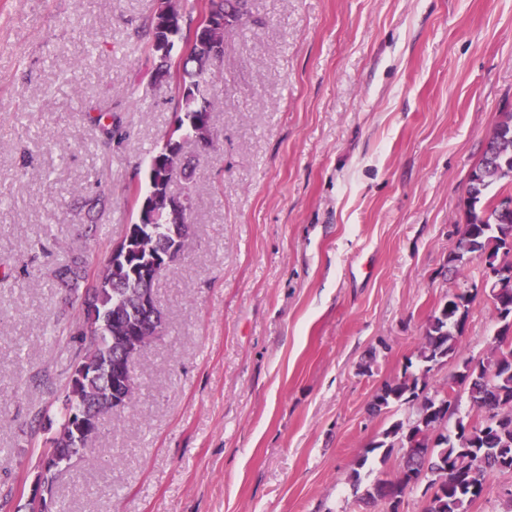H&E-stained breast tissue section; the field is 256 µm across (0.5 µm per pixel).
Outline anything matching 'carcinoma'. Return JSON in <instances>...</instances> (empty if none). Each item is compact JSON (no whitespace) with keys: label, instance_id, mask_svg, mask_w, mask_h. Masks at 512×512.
Segmentation results:
<instances>
[{"label":"carcinoma","instance_id":"cac0c4a2","mask_svg":"<svg viewBox=\"0 0 512 512\" xmlns=\"http://www.w3.org/2000/svg\"><path fill=\"white\" fill-rule=\"evenodd\" d=\"M168 10L177 15L176 27L165 33L158 19ZM192 19L186 15L184 0H159V5L145 23L142 49L157 59V70L170 72L171 53L177 43L184 52L175 68L177 88L176 119L163 144L148 160V190H133L134 221L119 250L130 251L127 265L118 271L107 259L102 274L89 278L84 266H63L55 271L57 285L83 301L82 329L75 360L86 367L82 379L64 391L60 407L61 423L47 439L60 462H70L80 449L72 447L70 414L88 399L97 401V414L110 411L107 397L112 377V361L124 346L125 327L143 325L149 317L138 306L145 287L137 269L153 261L159 249L183 242L190 231L185 217H176L166 199L170 195L173 156L183 142L196 139L198 130L212 123L209 91L211 63L201 59L191 40ZM512 185V113L504 114L489 135L485 152L469 176L465 224L459 231L450 258L456 271L473 261L485 262L497 269L499 279L490 281L499 332L486 359L463 361L459 371L441 387L430 390L428 377L438 365L456 356L459 336L476 294L463 289L448 295L438 313L431 316L417 350L418 371L404 370L403 376L386 383L371 407L379 411L393 403L417 401V417L409 422L396 421L372 444L357 463L350 480L361 484L359 469L368 454L382 451L386 461L393 449L402 451L399 470L391 478H378L367 487L362 500L371 503L388 495L405 494L411 478L425 473L435 492L425 498L424 512H466L484 491L494 475L512 473V193L502 198L491 193ZM156 203L141 218V205L148 196ZM464 390L470 406L482 416V429L472 433L471 422L457 418L454 430H448V415L458 409L459 390Z\"/></svg>","mask_w":512,"mask_h":512}]
</instances>
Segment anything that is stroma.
Listing matches in <instances>:
<instances>
[{
  "instance_id": "1",
  "label": "stroma",
  "mask_w": 512,
  "mask_h": 512,
  "mask_svg": "<svg viewBox=\"0 0 512 512\" xmlns=\"http://www.w3.org/2000/svg\"><path fill=\"white\" fill-rule=\"evenodd\" d=\"M158 0H0V512H29L81 321L53 272L103 266L175 116L135 35ZM187 142L191 226L154 294L139 389L57 472L61 512H363L349 477L419 405H370L430 316L477 288L456 358L499 322L449 259L471 169L512 112V0H249ZM126 138L100 146L99 112ZM101 196L94 236L78 197Z\"/></svg>"
}]
</instances>
